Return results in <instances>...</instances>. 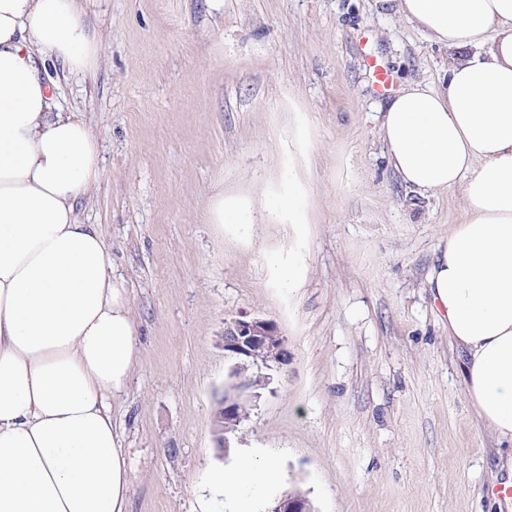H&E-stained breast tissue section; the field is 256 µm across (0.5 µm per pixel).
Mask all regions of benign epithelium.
<instances>
[{
    "label": "benign epithelium",
    "instance_id": "7a95c632",
    "mask_svg": "<svg viewBox=\"0 0 512 512\" xmlns=\"http://www.w3.org/2000/svg\"><path fill=\"white\" fill-rule=\"evenodd\" d=\"M224 356L231 360L224 380V413L214 419L217 447H231L228 423L240 421L239 406L255 402L268 388L272 372L288 362V348L274 322L242 314L224 324ZM263 512H312L301 492H284L269 498Z\"/></svg>",
    "mask_w": 512,
    "mask_h": 512
}]
</instances>
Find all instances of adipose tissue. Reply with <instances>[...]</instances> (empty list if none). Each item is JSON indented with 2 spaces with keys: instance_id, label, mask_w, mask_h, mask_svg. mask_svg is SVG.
<instances>
[{
  "instance_id": "adipose-tissue-1",
  "label": "adipose tissue",
  "mask_w": 512,
  "mask_h": 512,
  "mask_svg": "<svg viewBox=\"0 0 512 512\" xmlns=\"http://www.w3.org/2000/svg\"><path fill=\"white\" fill-rule=\"evenodd\" d=\"M373 7L455 51L437 86L407 83L381 107L380 133L405 185L462 191L427 284L471 408L512 446V0ZM37 52L95 68L78 0H0V512H126L106 397L131 374L136 324L102 235L76 214L100 178L97 139L56 111ZM273 470L244 456L211 481L231 497Z\"/></svg>"
}]
</instances>
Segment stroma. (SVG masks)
Listing matches in <instances>:
<instances>
[{
  "label": "stroma",
  "mask_w": 512,
  "mask_h": 512,
  "mask_svg": "<svg viewBox=\"0 0 512 512\" xmlns=\"http://www.w3.org/2000/svg\"><path fill=\"white\" fill-rule=\"evenodd\" d=\"M100 48L47 60L58 111L103 157L76 203L97 225L136 321L110 397L128 512H257L297 490L315 512H491L500 444L470 410L426 278L460 190L420 194L387 162L373 68L436 83L452 49L372 0H81ZM301 208L282 207L288 196ZM248 221L225 224L222 204ZM272 320L288 362L233 444L274 460L228 499L237 458L212 420L224 324Z\"/></svg>",
  "instance_id": "stroma-1"
}]
</instances>
